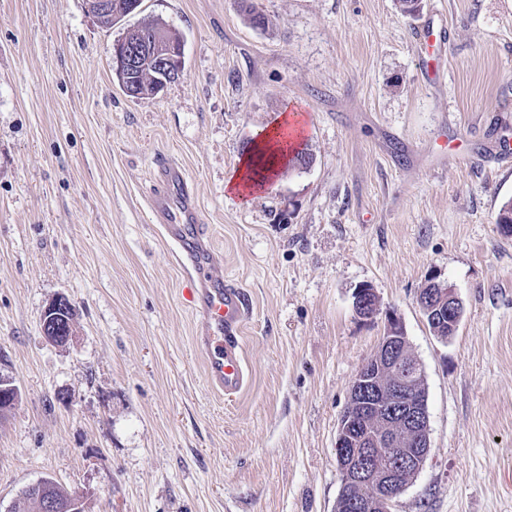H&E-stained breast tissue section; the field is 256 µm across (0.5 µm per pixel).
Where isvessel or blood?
<instances>
[{
	"label": "vessel or blood",
	"mask_w": 512,
	"mask_h": 512,
	"mask_svg": "<svg viewBox=\"0 0 512 512\" xmlns=\"http://www.w3.org/2000/svg\"><path fill=\"white\" fill-rule=\"evenodd\" d=\"M418 43L444 45V22L426 20L416 31ZM152 219L175 248L183 271V296L202 315L197 338L205 356V378L212 389L230 396L246 384L241 331L248 315L243 292L224 278V265L212 248L201 217L194 180L178 164L159 165L148 196Z\"/></svg>",
	"instance_id": "vessel-or-blood-1"
}]
</instances>
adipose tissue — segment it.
Listing matches in <instances>:
<instances>
[{"label":"adipose tissue","mask_w":512,"mask_h":512,"mask_svg":"<svg viewBox=\"0 0 512 512\" xmlns=\"http://www.w3.org/2000/svg\"><path fill=\"white\" fill-rule=\"evenodd\" d=\"M290 113H281L269 129L257 139L225 189L228 195L248 201L254 193L263 190L271 176L287 164L291 139L288 129Z\"/></svg>","instance_id":"ef3b65f1"}]
</instances>
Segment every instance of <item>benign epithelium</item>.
<instances>
[{
	"instance_id": "obj_1",
	"label": "benign epithelium",
	"mask_w": 512,
	"mask_h": 512,
	"mask_svg": "<svg viewBox=\"0 0 512 512\" xmlns=\"http://www.w3.org/2000/svg\"><path fill=\"white\" fill-rule=\"evenodd\" d=\"M89 13L99 19L115 13L112 0H86ZM141 51L119 41L113 47V65L134 70L140 65ZM158 88L181 75L182 69L169 68L168 48L153 55ZM422 309L447 319L452 329L459 326V299L453 290L435 281L421 289ZM67 307L63 298L51 302L42 316L46 339L59 344L58 326ZM355 311L372 318L379 314L375 293L356 291ZM387 328L374 354L358 369L349 392V410L342 413L336 434V463L344 488L360 487V499L343 497L336 512H392L398 498L421 469L430 451V422L424 397V371L416 363L410 378L402 377L403 352L409 349L407 336L397 316L385 314ZM37 499L41 512H69L71 506L55 499L42 483L21 491Z\"/></svg>"
}]
</instances>
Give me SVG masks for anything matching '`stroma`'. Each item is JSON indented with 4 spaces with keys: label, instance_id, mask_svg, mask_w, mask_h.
<instances>
[{
    "label": "stroma",
    "instance_id": "obj_1",
    "mask_svg": "<svg viewBox=\"0 0 512 512\" xmlns=\"http://www.w3.org/2000/svg\"><path fill=\"white\" fill-rule=\"evenodd\" d=\"M143 0L104 28L85 0H0V512L51 479L86 512H336L337 425L399 317L425 372L431 450L393 512H512V0ZM449 25L440 79L415 33ZM158 20L185 69L127 96L112 46ZM304 116L309 166L227 197L255 137ZM463 157L440 155V140ZM176 158L241 286L247 386L210 389L182 273L146 206ZM455 290L430 331L427 277ZM381 312L359 316L360 286ZM66 297L68 344L42 332ZM430 279L428 284L421 289L419 304L422 309L436 317L448 320V325L455 330L459 326L458 304L459 299L452 289L442 288L437 282ZM427 324L435 336L448 339L450 335L447 324L434 323V319L426 315ZM447 337V338H446ZM67 307L66 300L63 298L57 299L51 302L44 310L42 316V329L46 339L56 345H62L59 343V337L57 333H61L58 330L59 320L63 318V312Z\"/></svg>",
    "mask_w": 512,
    "mask_h": 512
}]
</instances>
